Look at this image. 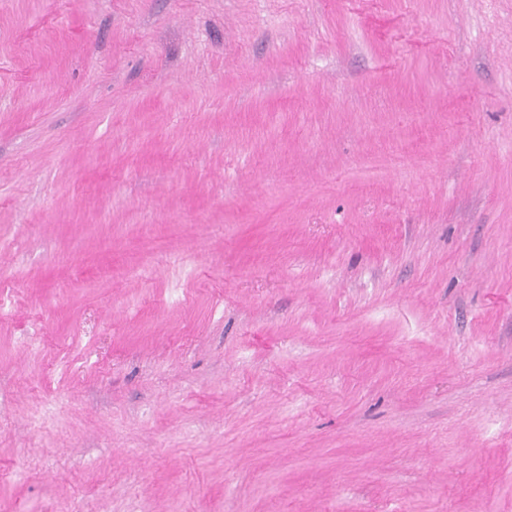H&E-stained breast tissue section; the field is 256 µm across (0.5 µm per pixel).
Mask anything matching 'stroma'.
<instances>
[{
	"mask_svg": "<svg viewBox=\"0 0 512 512\" xmlns=\"http://www.w3.org/2000/svg\"><path fill=\"white\" fill-rule=\"evenodd\" d=\"M0 512H512V0H0Z\"/></svg>",
	"mask_w": 512,
	"mask_h": 512,
	"instance_id": "35a3bbf8",
	"label": "stroma"
}]
</instances>
